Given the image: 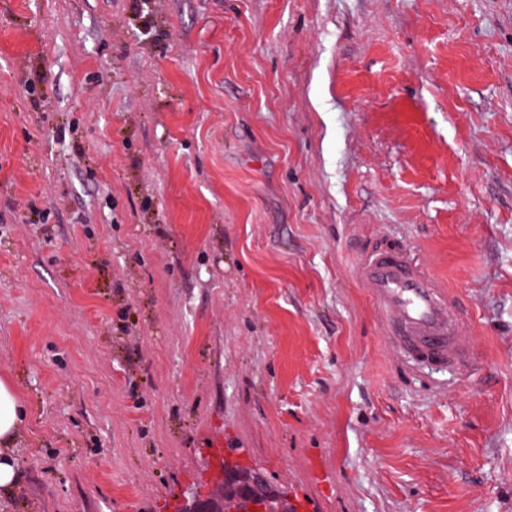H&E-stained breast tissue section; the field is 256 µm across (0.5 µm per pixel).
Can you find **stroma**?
I'll list each match as a JSON object with an SVG mask.
<instances>
[{
    "label": "stroma",
    "mask_w": 512,
    "mask_h": 512,
    "mask_svg": "<svg viewBox=\"0 0 512 512\" xmlns=\"http://www.w3.org/2000/svg\"><path fill=\"white\" fill-rule=\"evenodd\" d=\"M471 307L390 352L377 236ZM0 512H512V0H0ZM24 417L15 388L9 381L0 380V447L12 448ZM215 483L219 494H201L186 488L172 512H303L301 502L269 482L265 474L241 456L219 462ZM255 506V509H252Z\"/></svg>",
    "instance_id": "35a3bbf8"
}]
</instances>
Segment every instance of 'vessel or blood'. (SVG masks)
Wrapping results in <instances>:
<instances>
[{
    "instance_id": "b4317fda",
    "label": "vessel or blood",
    "mask_w": 512,
    "mask_h": 512,
    "mask_svg": "<svg viewBox=\"0 0 512 512\" xmlns=\"http://www.w3.org/2000/svg\"><path fill=\"white\" fill-rule=\"evenodd\" d=\"M353 274L375 306L384 340L397 356L467 374L474 357L473 339L463 331L469 308L414 259L409 247L367 246Z\"/></svg>"
}]
</instances>
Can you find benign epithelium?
Here are the masks:
<instances>
[{
  "instance_id": "benign-epithelium-1",
  "label": "benign epithelium",
  "mask_w": 512,
  "mask_h": 512,
  "mask_svg": "<svg viewBox=\"0 0 512 512\" xmlns=\"http://www.w3.org/2000/svg\"><path fill=\"white\" fill-rule=\"evenodd\" d=\"M215 483L221 486L215 495L185 489L173 512H304L301 502L271 484L259 468L239 455L224 457Z\"/></svg>"
}]
</instances>
